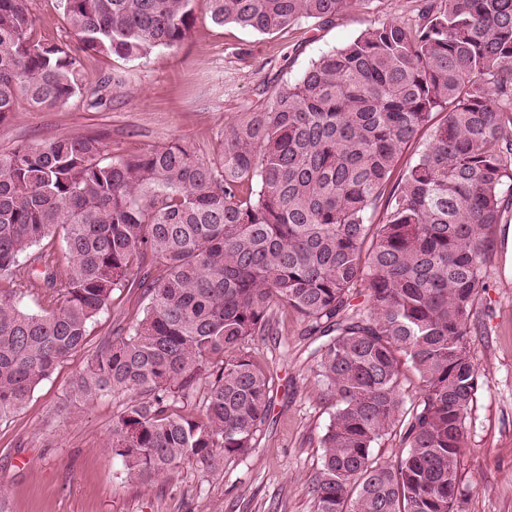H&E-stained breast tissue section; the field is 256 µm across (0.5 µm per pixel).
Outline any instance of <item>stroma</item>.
Listing matches in <instances>:
<instances>
[{"instance_id": "1", "label": "stroma", "mask_w": 512, "mask_h": 512, "mask_svg": "<svg viewBox=\"0 0 512 512\" xmlns=\"http://www.w3.org/2000/svg\"><path fill=\"white\" fill-rule=\"evenodd\" d=\"M415 0H372L329 24L304 23L268 35L214 25L197 12L187 39L149 57H87L83 80L122 72L107 106L80 98L44 111L19 102L0 124V151L60 135H98L111 157L177 143L212 159L224 131L263 102L264 83L301 75L323 52L353 40L377 20L407 17ZM36 37L71 42L59 0H31ZM148 301L138 289L116 293L90 328L84 348L40 384L28 403L0 420V492L7 512H314L308 479L320 466V439L333 406L315 375L312 338L294 314L280 316L256 343V360L274 376L273 404L256 444L240 461L211 470L196 463L139 480L107 442L123 395L75 400L70 387L100 345ZM472 355L480 387L464 421L468 450L458 471L454 512H512V227L497 225L485 289L474 310Z\"/></svg>"}]
</instances>
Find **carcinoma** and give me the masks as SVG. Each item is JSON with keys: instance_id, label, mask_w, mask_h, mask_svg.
Returning <instances> with one entry per match:
<instances>
[{"instance_id": "carcinoma-1", "label": "carcinoma", "mask_w": 512, "mask_h": 512, "mask_svg": "<svg viewBox=\"0 0 512 512\" xmlns=\"http://www.w3.org/2000/svg\"><path fill=\"white\" fill-rule=\"evenodd\" d=\"M29 2L0 0L1 124L21 99L100 108L123 80L86 87L81 55L177 47L198 9L273 34L367 0H60L75 47L35 37ZM262 93L207 161L176 144L113 160L91 135L0 152V420L133 285L143 318L71 395H138L108 441L129 474L214 469L244 457L270 415L274 377L253 345L290 310L320 341L315 374L334 402L315 512H453L479 382L474 307L512 207V0H420ZM56 237L67 265L44 244ZM407 365L420 381L409 405ZM394 432L404 450L378 461Z\"/></svg>"}]
</instances>
